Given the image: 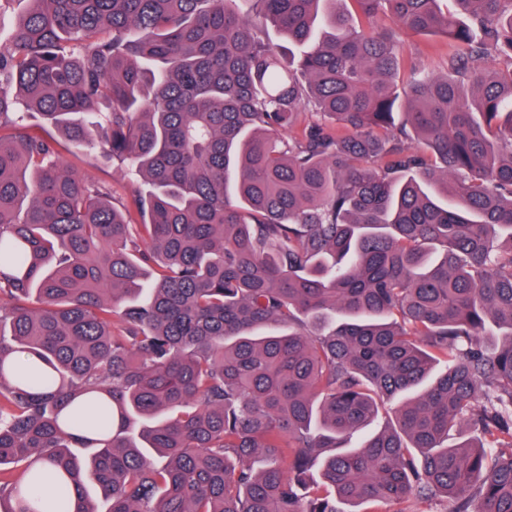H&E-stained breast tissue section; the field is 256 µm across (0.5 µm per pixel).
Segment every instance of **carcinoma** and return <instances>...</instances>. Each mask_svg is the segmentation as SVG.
Instances as JSON below:
<instances>
[{
	"mask_svg": "<svg viewBox=\"0 0 512 512\" xmlns=\"http://www.w3.org/2000/svg\"><path fill=\"white\" fill-rule=\"evenodd\" d=\"M27 2L0 19V512H512V0ZM409 33L453 52L402 101ZM64 162L73 161V167L81 174H85L100 180L111 181L112 189L116 192V198L126 197V188L128 183L135 179L130 171L121 165L118 161L106 165L97 164L91 160L92 164L89 165V157L80 155V158H72L67 153L63 155Z\"/></svg>",
	"mask_w": 512,
	"mask_h": 512,
	"instance_id": "carcinoma-1",
	"label": "carcinoma"
}]
</instances>
